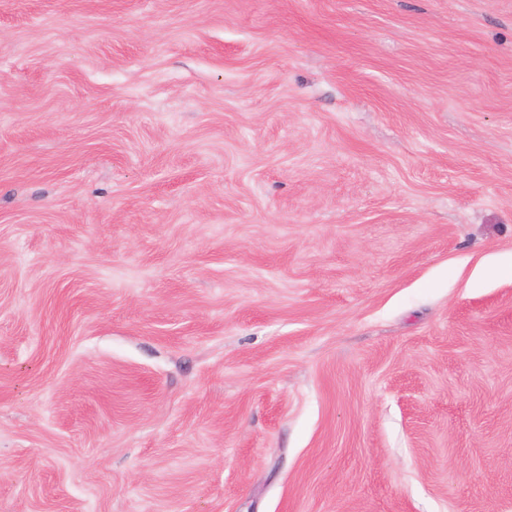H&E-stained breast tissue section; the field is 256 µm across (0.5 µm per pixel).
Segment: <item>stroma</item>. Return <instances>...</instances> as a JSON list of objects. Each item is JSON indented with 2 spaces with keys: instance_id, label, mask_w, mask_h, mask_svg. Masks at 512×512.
<instances>
[{
  "instance_id": "1",
  "label": "stroma",
  "mask_w": 512,
  "mask_h": 512,
  "mask_svg": "<svg viewBox=\"0 0 512 512\" xmlns=\"http://www.w3.org/2000/svg\"><path fill=\"white\" fill-rule=\"evenodd\" d=\"M0 512H512V0H0Z\"/></svg>"
}]
</instances>
